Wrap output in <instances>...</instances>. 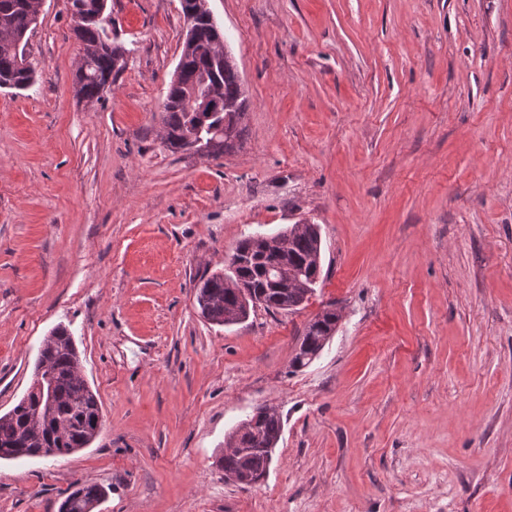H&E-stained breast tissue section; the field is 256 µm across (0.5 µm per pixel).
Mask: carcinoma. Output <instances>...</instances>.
Wrapping results in <instances>:
<instances>
[{
	"label": "carcinoma",
	"instance_id": "1",
	"mask_svg": "<svg viewBox=\"0 0 512 512\" xmlns=\"http://www.w3.org/2000/svg\"><path fill=\"white\" fill-rule=\"evenodd\" d=\"M27 0H0V88L25 90L35 80V70L25 65L27 60V33L33 18ZM71 9L87 17L74 33L83 45V54L76 76V94L87 102L101 98L112 85L124 57V49L112 43L108 28L112 25L108 0H70ZM224 34L218 26L202 18L186 31L181 56L184 68L174 73L163 105L162 124L166 147L174 153L186 152L198 142L217 143V155L232 150L234 145L224 143L222 112L202 118L187 110L186 100L191 90L208 80V87L228 100L247 107L239 72L233 60L222 65L213 62V56L223 51ZM321 250L317 233L306 230L292 236L288 261L299 269L302 281L310 282L314 275L313 257ZM276 256L261 245L253 235L238 241L229 263H237L235 270L217 272L200 280L196 301L204 318L216 325L224 324V310L243 307L239 290L245 286L256 296L259 306L266 311H278L286 293L276 288V278L270 268ZM339 318L331 312L318 323H308L301 342L305 349L296 353L292 364L305 367L312 357L320 354L336 332ZM46 368L52 373L53 410L37 394L29 393L8 413L0 415V460L40 455L43 448H54L64 456L87 447L86 425L95 411L101 410L96 393L82 378L78 369L79 355L72 336L64 328H57L41 350L36 370ZM282 420L277 411L256 408L252 416L243 420L226 438L236 441L249 453L241 456L227 451L219 458L225 474L246 475L253 479L264 476L271 459L267 451L251 446L254 435L265 442H279ZM106 496L103 486L76 481L59 506V512H93L95 505Z\"/></svg>",
	"mask_w": 512,
	"mask_h": 512
}]
</instances>
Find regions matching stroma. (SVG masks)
Segmentation results:
<instances>
[{"label": "stroma", "instance_id": "35a3bbf8", "mask_svg": "<svg viewBox=\"0 0 512 512\" xmlns=\"http://www.w3.org/2000/svg\"><path fill=\"white\" fill-rule=\"evenodd\" d=\"M126 50L77 97L68 0L0 89V415L66 328L101 403L91 444L0 461V512H512V0H208L248 97L235 148L171 153L161 112L179 0H108ZM317 225L294 311L218 326L195 286L240 239ZM341 319L296 369L316 313ZM260 406L264 480H225ZM255 421V426L252 422ZM282 420L276 410H266L264 406L256 408L252 416L243 420L232 432L225 442L235 440L242 448L250 452L246 456H240L233 451H227L219 458V465L224 469V474L246 475L252 479L264 476L269 470L271 459L264 448L251 446L256 432L266 443L278 442L282 435ZM266 443H260V447H267ZM276 444V445H277ZM106 496L102 485L75 481L59 506V512H92Z\"/></svg>", "mask_w": 512, "mask_h": 512}]
</instances>
